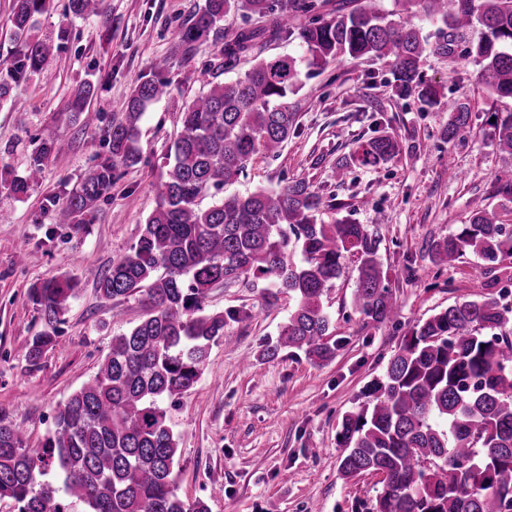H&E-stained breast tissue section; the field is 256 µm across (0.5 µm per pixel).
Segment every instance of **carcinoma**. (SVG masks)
<instances>
[{"label":"carcinoma","mask_w":512,"mask_h":512,"mask_svg":"<svg viewBox=\"0 0 512 512\" xmlns=\"http://www.w3.org/2000/svg\"><path fill=\"white\" fill-rule=\"evenodd\" d=\"M49 2L12 0L17 61L0 71V86L46 69L50 47L31 30ZM102 2L69 0L68 10L97 16ZM376 2L349 0L334 17L298 25V14L314 7L308 0H205L181 35L188 52L230 14L258 16L265 25L243 27L224 42L219 68L235 77L210 83L179 113L182 131L155 185L156 208L130 252L94 275L101 304L134 296L141 320L112 337L97 373L59 407L38 447H28L23 429L0 417V501L13 502L17 512H65L57 489L44 480L52 472L89 512H209L202 500L178 494V443L163 402L197 383L227 323L242 320L237 309L207 311L208 293L217 285L266 283L267 298L296 299L278 340L265 349L268 356L288 347L315 361L335 357L324 297L350 265L363 325L377 327L395 316L380 235L364 224L325 222V211L341 207L336 198L294 180L202 206L205 197L246 175L256 156H279L294 135L296 113L280 100L298 90L301 59L255 52L294 32L310 65L322 68L345 57L381 61L390 67L397 95L427 106L437 105L440 93L420 71L424 54L451 57L466 43L478 80L497 98L512 100V0H395L388 13ZM422 18L435 26L434 35L424 33ZM249 53L250 66L236 72ZM165 65L134 85L121 117L102 131L108 150L55 209V223H86L110 195L118 171L139 162L138 122L149 105L170 94ZM97 92L86 82L69 102L87 127L94 123L89 103ZM470 120L467 101H448L444 138L466 133ZM492 139L512 158V108L496 113ZM39 140L26 175L12 181L18 194L39 180L56 150L53 131ZM399 151L394 134L378 130L358 142L349 164L377 167ZM468 251L484 262L483 273L512 254V226L499 210L475 209L467 223L430 243L434 261L448 267ZM77 292L78 283L66 276L30 288L42 319V330L27 344L30 369L58 345L67 302ZM340 441L344 476L387 475L372 512H512V304L465 300L413 325L382 380L370 387L369 400L343 415Z\"/></svg>","instance_id":"1"}]
</instances>
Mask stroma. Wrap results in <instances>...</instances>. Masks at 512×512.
Listing matches in <instances>:
<instances>
[{"mask_svg":"<svg viewBox=\"0 0 512 512\" xmlns=\"http://www.w3.org/2000/svg\"><path fill=\"white\" fill-rule=\"evenodd\" d=\"M203 3L105 0L102 16L80 18L69 13L68 0H52L32 32L53 39L46 71L10 83L0 97V214L7 218L0 224V412L26 431L30 445L52 427L58 406L94 376L113 337L142 315L131 297L101 305L93 275L128 253L156 206L154 185L181 132L179 113L202 90L183 84L184 64L225 78L219 50L245 21L226 16L183 55L181 33ZM162 60L171 93L139 123L140 162L122 170L92 223L77 229L53 224L55 205L103 150L100 133L69 112L72 92L86 82L98 84L92 107L111 124L134 84ZM422 69L446 99L470 102L465 136L444 139V103L429 107L398 98L385 64L345 59L323 69L305 65L299 91L287 98L298 117L296 134L279 157H257L234 184L243 193L302 179L339 202L325 221L376 226L399 313L379 328L364 327L352 303L356 274L350 270L325 300L338 344L335 357L316 363L296 349L267 357L263 350L287 322L294 299L282 294L269 303L241 283L212 288L210 310L240 309L246 317L230 323L228 337L213 344L195 386L165 404L178 442L183 499L203 500L209 512H370L380 479L341 474L343 414L363 404L366 388L383 377L417 321L458 301H512V255L501 256L478 277L474 254L448 267L428 253L431 241L448 236L472 210L503 203L495 175L512 168V158L497 152L490 119L505 104L477 80L475 66L462 55L426 54ZM378 125L397 134L399 154L375 168L348 165L358 139ZM47 127L56 133L57 150L40 182L27 196H15L8 183L25 174L35 139ZM381 211L383 225L376 222ZM61 275L75 278L79 291L64 316L60 345L33 371L26 346L42 323L28 293Z\"/></svg>","mask_w":512,"mask_h":512,"instance_id":"35a3bbf8","label":"stroma"}]
</instances>
